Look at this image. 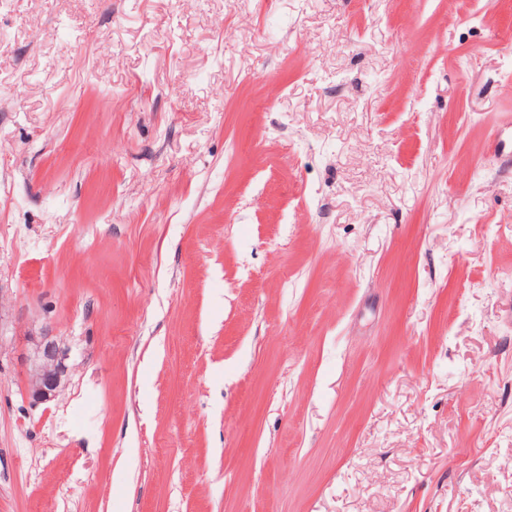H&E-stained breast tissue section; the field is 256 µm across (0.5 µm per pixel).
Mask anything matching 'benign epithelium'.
I'll return each instance as SVG.
<instances>
[{"label":"benign epithelium","mask_w":512,"mask_h":512,"mask_svg":"<svg viewBox=\"0 0 512 512\" xmlns=\"http://www.w3.org/2000/svg\"><path fill=\"white\" fill-rule=\"evenodd\" d=\"M68 374L66 355L52 336L32 341L28 358L25 392L35 404L54 400L64 387Z\"/></svg>","instance_id":"benign-epithelium-1"}]
</instances>
